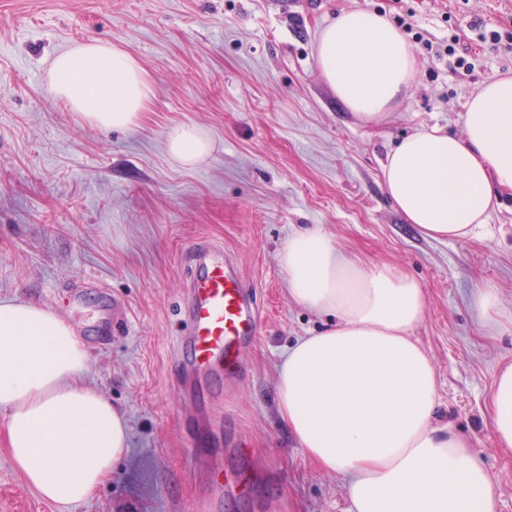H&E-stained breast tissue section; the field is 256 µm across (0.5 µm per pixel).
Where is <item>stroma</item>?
Masks as SVG:
<instances>
[{"label": "stroma", "instance_id": "obj_1", "mask_svg": "<svg viewBox=\"0 0 512 512\" xmlns=\"http://www.w3.org/2000/svg\"><path fill=\"white\" fill-rule=\"evenodd\" d=\"M413 10L441 40L474 24L512 31V0H0V299L57 311L89 345L93 388L125 411L130 450L73 512H176L211 493L203 468L224 463L223 512H347L344 481L316 467L275 401L287 348L324 316L296 306L277 252L319 224L340 252L416 278L427 295L412 334L433 361L440 409L468 435L491 475L497 512H512V449L499 447L486 401L512 360V323L482 325L474 288L512 312V192L463 240L421 235L388 197L381 164L410 133L462 134L478 87L512 75V47L477 56L471 76L413 44L418 75L377 125L336 97L314 58L338 12ZM115 43L154 84L140 125L85 123L48 88L54 57ZM439 78L428 81L429 69ZM207 128L214 149L193 169L164 148L176 124ZM223 246L262 307L246 373L210 395L209 444L199 432L173 347L182 335L188 253ZM0 512H64L14 467L0 423Z\"/></svg>", "mask_w": 512, "mask_h": 512}]
</instances>
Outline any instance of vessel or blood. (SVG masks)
<instances>
[{
    "label": "vessel or blood",
    "instance_id": "b4317fda",
    "mask_svg": "<svg viewBox=\"0 0 512 512\" xmlns=\"http://www.w3.org/2000/svg\"><path fill=\"white\" fill-rule=\"evenodd\" d=\"M190 259L197 270L187 288L186 327L177 339L176 361L192 384L211 388L255 341L261 315L255 293L222 248L198 247Z\"/></svg>",
    "mask_w": 512,
    "mask_h": 512
}]
</instances>
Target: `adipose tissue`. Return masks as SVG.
Masks as SVG:
<instances>
[{
	"instance_id": "obj_1",
	"label": "adipose tissue",
	"mask_w": 512,
	"mask_h": 512,
	"mask_svg": "<svg viewBox=\"0 0 512 512\" xmlns=\"http://www.w3.org/2000/svg\"><path fill=\"white\" fill-rule=\"evenodd\" d=\"M315 62L337 98L369 124L405 97L417 59L402 32L371 9L341 11L319 32ZM51 94L94 127L138 126L154 94L139 61L91 41L58 53ZM213 150L198 125L170 127L171 162L194 168ZM382 177L408 223L439 241L483 227L497 192L512 190V77L486 82L467 104L463 135L423 128L387 155ZM290 302L327 315L297 339L276 372L280 416L311 461L341 477L347 512H496L492 479L472 440L437 415L438 379L411 331L426 293L389 266L345 258L314 225L282 243ZM90 355L53 309L0 300V415L10 456L40 496L62 508L87 499L129 450L125 413L87 382ZM498 444L512 448V362L487 401Z\"/></svg>"
}]
</instances>
